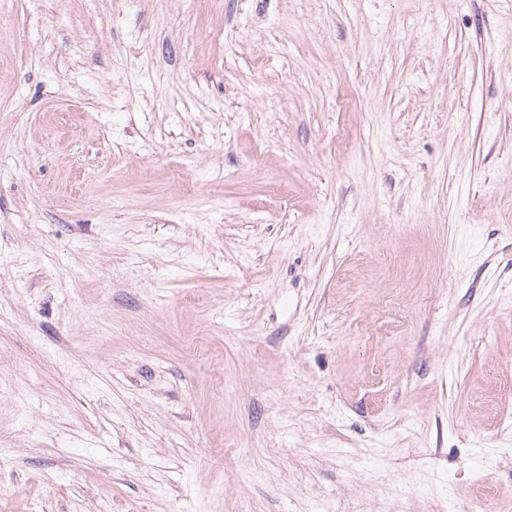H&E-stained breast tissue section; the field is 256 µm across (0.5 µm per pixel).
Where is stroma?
I'll return each mask as SVG.
<instances>
[{"label":"stroma","mask_w":512,"mask_h":512,"mask_svg":"<svg viewBox=\"0 0 512 512\" xmlns=\"http://www.w3.org/2000/svg\"><path fill=\"white\" fill-rule=\"evenodd\" d=\"M512 512V0H0V512Z\"/></svg>","instance_id":"35a3bbf8"}]
</instances>
